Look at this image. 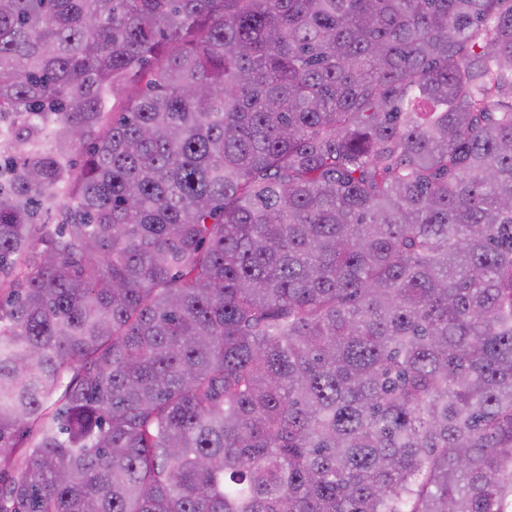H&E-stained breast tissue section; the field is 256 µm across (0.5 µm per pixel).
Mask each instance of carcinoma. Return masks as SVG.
I'll use <instances>...</instances> for the list:
<instances>
[{
    "label": "carcinoma",
    "instance_id": "carcinoma-1",
    "mask_svg": "<svg viewBox=\"0 0 512 512\" xmlns=\"http://www.w3.org/2000/svg\"><path fill=\"white\" fill-rule=\"evenodd\" d=\"M1 272L0 512H512V0H0Z\"/></svg>",
    "mask_w": 512,
    "mask_h": 512
}]
</instances>
